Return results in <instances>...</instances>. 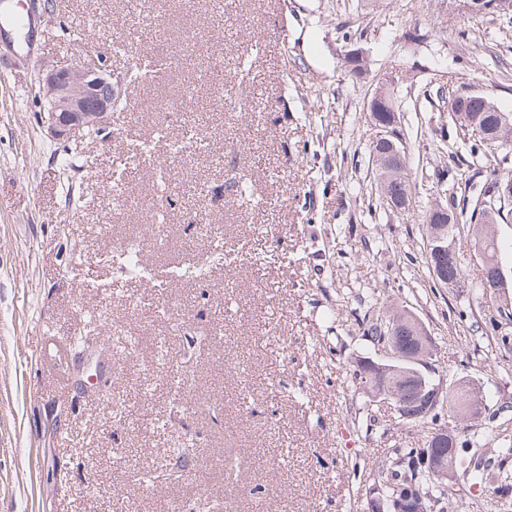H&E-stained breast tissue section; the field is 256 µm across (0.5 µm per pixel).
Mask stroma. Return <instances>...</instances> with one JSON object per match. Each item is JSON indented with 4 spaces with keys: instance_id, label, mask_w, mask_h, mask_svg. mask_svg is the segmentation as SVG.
<instances>
[{
    "instance_id": "35a3bbf8",
    "label": "stroma",
    "mask_w": 512,
    "mask_h": 512,
    "mask_svg": "<svg viewBox=\"0 0 512 512\" xmlns=\"http://www.w3.org/2000/svg\"><path fill=\"white\" fill-rule=\"evenodd\" d=\"M53 3L27 37L0 28V512H195L205 496L224 512H367L389 449L424 443L351 380L377 354L361 319L395 308L422 322L437 375L479 387L472 425L489 447L512 440V323L477 327L496 299L470 286L473 244L459 247L466 287H435L421 211L378 200L365 110L394 88L416 201L463 175L477 197L484 154L463 174L439 150L458 139L446 95L464 87L512 113V14L452 0ZM136 53L162 55L166 81L126 79ZM99 54L124 103L111 138L53 140L39 70ZM197 84L206 106L160 110ZM190 127L193 146L170 151ZM138 140L153 150L126 164ZM130 239L152 279L113 262ZM206 252L230 262L170 278L172 256ZM105 390L125 407L106 409ZM178 464L174 479H140ZM507 475L504 497L455 478L448 512H512Z\"/></svg>"
}]
</instances>
